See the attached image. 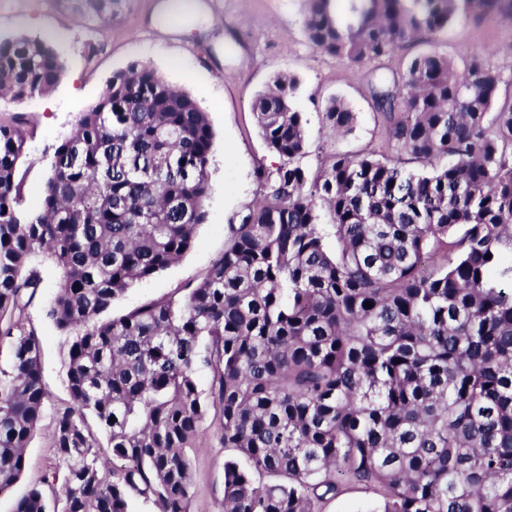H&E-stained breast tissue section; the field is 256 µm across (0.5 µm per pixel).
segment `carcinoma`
Listing matches in <instances>:
<instances>
[{"label":"carcinoma","instance_id":"obj_1","mask_svg":"<svg viewBox=\"0 0 512 512\" xmlns=\"http://www.w3.org/2000/svg\"><path fill=\"white\" fill-rule=\"evenodd\" d=\"M303 0L309 46L354 65L512 0ZM118 0H76L112 21ZM65 70L51 39L0 38V96L21 103ZM502 73L465 56L413 57L402 82L372 74L380 110L413 114L397 155L335 154L316 172L299 81L279 75L253 104L266 147L260 199L228 224L224 253L193 285L107 320L136 283L177 262L205 223L208 113L132 63L55 148L39 212L24 207L26 131L0 124V493L25 467L48 392L26 315L48 256L47 317L67 336L69 401L51 445L60 485L15 512H188L194 440L206 420L229 451L223 512H321L354 483L380 512H512V104ZM325 127L349 133L340 98ZM178 155L197 180L138 166ZM329 223H320L317 203ZM336 238V250L326 244ZM491 258H486V255ZM371 302L367 308L364 303ZM208 373V387L199 384ZM112 457L101 462V439Z\"/></svg>","mask_w":512,"mask_h":512}]
</instances>
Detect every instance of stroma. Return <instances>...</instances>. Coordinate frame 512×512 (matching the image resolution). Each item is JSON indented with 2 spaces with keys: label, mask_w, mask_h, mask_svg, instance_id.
Wrapping results in <instances>:
<instances>
[{
  "label": "stroma",
  "mask_w": 512,
  "mask_h": 512,
  "mask_svg": "<svg viewBox=\"0 0 512 512\" xmlns=\"http://www.w3.org/2000/svg\"><path fill=\"white\" fill-rule=\"evenodd\" d=\"M214 26L207 42L187 40L153 25L157 0H122L111 23L88 21L63 8L59 0H0V35L50 36L65 62L60 81L46 94L23 103L0 98V123L20 120L27 131L24 197L29 211L41 204L55 146L83 112L107 90L112 75L138 62L154 68L171 85L189 92L209 115L213 145L207 174L211 192L207 220L198 227L192 248L155 277L136 284L117 299L112 316L171 294L198 281L224 251L231 218L259 198L256 169L276 171L280 159L264 144L253 116L257 95L276 76L300 82L297 107L304 113L309 155L314 168L334 152L385 150L391 119L378 109L367 83L369 70L402 78L416 54L437 51L454 60L470 52L486 54L504 75L498 98L512 101V18L503 15L460 17L444 33L407 44L392 55L355 66L310 48L303 32L302 0H206ZM101 50L84 54L86 42ZM342 99L356 114L352 132L327 134L322 111L331 98ZM43 283L28 316L42 341L41 367L49 399L26 450L20 479L0 493V512H13L16 502L43 485L56 458L49 438L54 409L66 402L64 336L46 316L59 272L46 256H38ZM193 457V489L188 512H222L224 460L212 424H205Z\"/></svg>",
  "instance_id": "35a3bbf8"
}]
</instances>
